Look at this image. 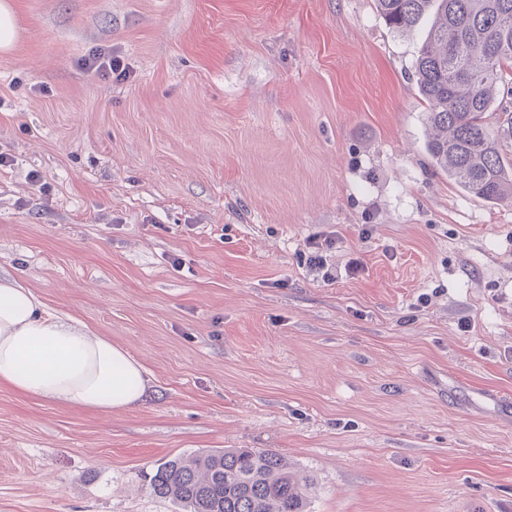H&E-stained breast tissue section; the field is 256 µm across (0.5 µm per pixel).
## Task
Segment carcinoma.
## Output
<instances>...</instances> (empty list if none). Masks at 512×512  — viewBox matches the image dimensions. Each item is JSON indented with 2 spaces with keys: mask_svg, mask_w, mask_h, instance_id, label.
Listing matches in <instances>:
<instances>
[{
  "mask_svg": "<svg viewBox=\"0 0 512 512\" xmlns=\"http://www.w3.org/2000/svg\"><path fill=\"white\" fill-rule=\"evenodd\" d=\"M376 2L397 33L435 12L414 69L434 166L476 198L512 201V0ZM149 485L186 512H309L311 483L280 455L251 448L171 458Z\"/></svg>",
  "mask_w": 512,
  "mask_h": 512,
  "instance_id": "1",
  "label": "carcinoma"
}]
</instances>
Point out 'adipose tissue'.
<instances>
[{"instance_id": "1", "label": "adipose tissue", "mask_w": 512, "mask_h": 512, "mask_svg": "<svg viewBox=\"0 0 512 512\" xmlns=\"http://www.w3.org/2000/svg\"><path fill=\"white\" fill-rule=\"evenodd\" d=\"M147 370L106 336L49 312L17 278L0 276V385L101 414L142 403Z\"/></svg>"}]
</instances>
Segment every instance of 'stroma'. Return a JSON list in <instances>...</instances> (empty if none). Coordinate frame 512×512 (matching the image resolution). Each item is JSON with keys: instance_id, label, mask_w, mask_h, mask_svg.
Here are the masks:
<instances>
[{"instance_id": "obj_1", "label": "stroma", "mask_w": 512, "mask_h": 512, "mask_svg": "<svg viewBox=\"0 0 512 512\" xmlns=\"http://www.w3.org/2000/svg\"><path fill=\"white\" fill-rule=\"evenodd\" d=\"M13 3L0 275L126 347L151 394L105 415L0 385V512H180L147 473L224 448L285 457L310 512H512V202L431 163L429 19ZM97 49L131 76L82 69ZM315 236L362 270L324 282Z\"/></svg>"}]
</instances>
